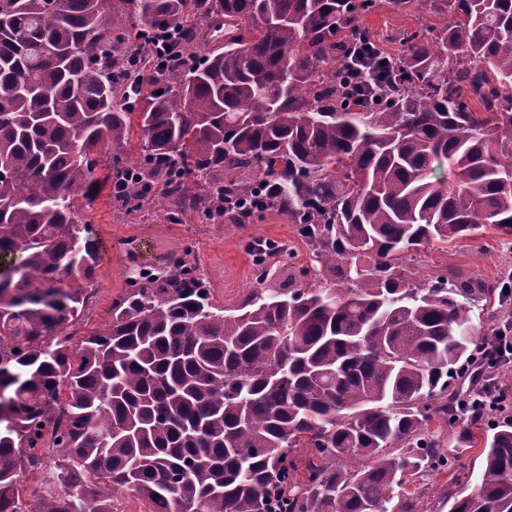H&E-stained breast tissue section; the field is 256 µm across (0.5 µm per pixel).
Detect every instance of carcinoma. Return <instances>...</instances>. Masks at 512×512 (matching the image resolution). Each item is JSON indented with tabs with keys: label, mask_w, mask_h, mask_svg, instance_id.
Returning a JSON list of instances; mask_svg holds the SVG:
<instances>
[{
	"label": "carcinoma",
	"mask_w": 512,
	"mask_h": 512,
	"mask_svg": "<svg viewBox=\"0 0 512 512\" xmlns=\"http://www.w3.org/2000/svg\"><path fill=\"white\" fill-rule=\"evenodd\" d=\"M411 2L450 21L386 56L362 17ZM221 20L207 57L125 62L128 41L193 46ZM135 126L140 160L99 177L90 155ZM102 180L171 224H240L264 198L311 280L224 308L185 249L75 341L101 262L80 201ZM488 227L512 236V0H0V512H112L121 490L152 512H424L406 483L441 472L448 512H512V417L468 494L473 436L430 428L471 401L450 379L488 363L496 332L467 303L509 292L424 271L420 248ZM249 251L261 284L269 253L293 259Z\"/></svg>",
	"instance_id": "cac0c4a2"
}]
</instances>
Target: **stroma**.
Returning <instances> with one entry per match:
<instances>
[{"instance_id": "stroma-1", "label": "stroma", "mask_w": 512, "mask_h": 512, "mask_svg": "<svg viewBox=\"0 0 512 512\" xmlns=\"http://www.w3.org/2000/svg\"><path fill=\"white\" fill-rule=\"evenodd\" d=\"M442 17L421 15L413 8L393 12L375 8L362 18L363 26L385 51L400 54L397 32L406 27L426 24L441 28ZM90 222L104 256L92 283L93 296L78 324L81 334L99 330L111 318L112 302L129 289L140 272L163 269L168 258L184 248H191L217 304L239 305L254 286V266L246 248L254 239H271L294 255L291 264L275 266L266 282L270 288L287 287L310 264V250L296 234L286 216L276 211L255 215L248 224H201L189 220L168 223L157 208L137 215H125L117 209L108 188H101L90 206L80 212ZM496 229H486L483 236L449 244L421 248L425 267H450L469 271L485 279L512 277V252L499 246Z\"/></svg>"}]
</instances>
